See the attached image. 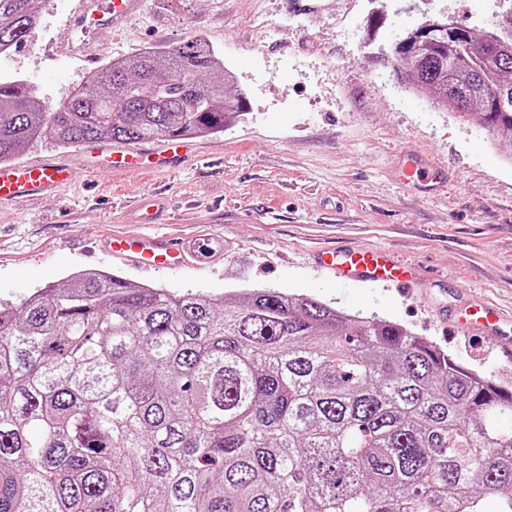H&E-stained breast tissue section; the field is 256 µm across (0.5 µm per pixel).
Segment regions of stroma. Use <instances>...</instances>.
Listing matches in <instances>:
<instances>
[{
	"instance_id": "35a3bbf8",
	"label": "stroma",
	"mask_w": 512,
	"mask_h": 512,
	"mask_svg": "<svg viewBox=\"0 0 512 512\" xmlns=\"http://www.w3.org/2000/svg\"><path fill=\"white\" fill-rule=\"evenodd\" d=\"M329 3L315 12L296 0H145L122 32L96 33L87 61L61 36L78 0H44L26 46L0 55V76L28 80L47 105L72 96L95 66L199 35L223 54L229 92L247 111L198 136L199 157L179 168L83 174L55 197L0 209V302L19 303L80 270L176 294L279 288L396 321L512 389V348L452 325L470 303L512 310V161L477 113L433 107L407 68L378 56L429 18L490 29L502 0ZM409 150L445 168L446 187L401 180ZM144 197L161 200L169 218L145 232L180 239L184 268L148 275L105 253L106 236L132 231L129 213ZM349 247L385 249L413 268L414 283L345 286L318 267L321 250Z\"/></svg>"
}]
</instances>
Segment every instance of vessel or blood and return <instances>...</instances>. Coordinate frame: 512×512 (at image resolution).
<instances>
[{
    "mask_svg": "<svg viewBox=\"0 0 512 512\" xmlns=\"http://www.w3.org/2000/svg\"><path fill=\"white\" fill-rule=\"evenodd\" d=\"M144 6V0H81L70 16L63 37L73 54L87 52L93 36L102 30L118 31ZM193 145L185 138H175L161 149L150 147L125 148L82 146L83 169H75L63 159H43L26 163L0 164V208L24 202L54 197L65 185L73 182L79 171L165 172L181 164ZM401 176L404 181L434 187L444 182L442 169L420 154L407 157ZM162 210L156 200L144 198L134 211V223H160ZM107 255L122 256L135 263L157 270L172 271L186 262L183 249L169 240L151 235H110L103 242ZM318 264L338 274H356L367 283L412 280L410 270L383 251L352 248L331 250L319 254ZM458 320L495 331L501 336L512 335V317L501 316L490 307H478L461 312Z\"/></svg>",
    "mask_w": 512,
    "mask_h": 512,
    "instance_id": "vessel-or-blood-1",
    "label": "vessel or blood"
}]
</instances>
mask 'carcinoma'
I'll return each instance as SVG.
<instances>
[{"label":"carcinoma","mask_w":512,"mask_h":512,"mask_svg":"<svg viewBox=\"0 0 512 512\" xmlns=\"http://www.w3.org/2000/svg\"><path fill=\"white\" fill-rule=\"evenodd\" d=\"M39 0H0V53ZM396 57L454 87L512 157V46L460 65L454 39ZM224 59L204 39L109 62L49 107L0 80V162L64 146L224 130ZM512 391L403 326L257 288L244 300L74 273L0 308V512H512Z\"/></svg>","instance_id":"obj_1"}]
</instances>
